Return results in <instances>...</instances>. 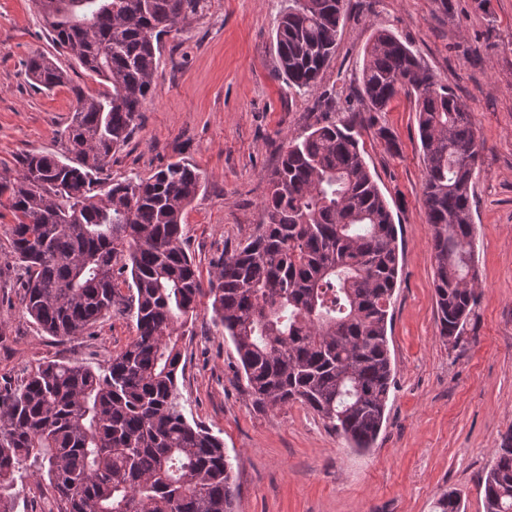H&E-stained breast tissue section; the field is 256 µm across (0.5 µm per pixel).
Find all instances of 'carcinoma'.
<instances>
[{
    "mask_svg": "<svg viewBox=\"0 0 512 512\" xmlns=\"http://www.w3.org/2000/svg\"><path fill=\"white\" fill-rule=\"evenodd\" d=\"M290 2L277 27L279 71L288 88L306 92L335 51L346 0ZM201 3L34 0L53 42L109 90L75 89L66 130L73 157L28 153L21 170L0 176V208L14 217L12 257L28 275L25 312L68 339L124 304L134 309L136 336L96 370L48 362L18 386L0 385V512H12L14 473L27 461L33 478L48 480L58 512H234L224 440L191 425L179 403L180 342L204 296L255 406L299 402L359 450L382 428L397 230L347 121L324 119L288 140L269 176L265 222L213 263L206 289L182 246L200 172L175 161L145 178L100 177L155 96L161 37ZM27 69L39 89L66 80L45 56ZM360 83L371 112L386 110L402 88L416 94L440 336L462 347L481 298L472 113L387 31L366 48ZM484 507L512 512V432L484 479Z\"/></svg>",
    "mask_w": 512,
    "mask_h": 512,
    "instance_id": "1",
    "label": "carcinoma"
}]
</instances>
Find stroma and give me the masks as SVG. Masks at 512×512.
Returning a JSON list of instances; mask_svg holds the SVG:
<instances>
[{
    "mask_svg": "<svg viewBox=\"0 0 512 512\" xmlns=\"http://www.w3.org/2000/svg\"><path fill=\"white\" fill-rule=\"evenodd\" d=\"M287 6L205 0L164 36L157 93L105 175L146 177L178 160L195 166L202 183L184 214L182 245L208 275L263 223L268 177L288 138L308 131L335 96L337 115L355 121L398 231L385 421L373 446L359 451L305 405L253 406L206 298L181 341L182 411L234 457L235 512H437L451 491L460 492L462 512H484L486 473L512 430V0H348L335 52L305 93L289 89L279 72L275 31ZM382 29L469 107L481 143L472 196L482 296L461 351L439 335L416 95L401 90L386 111L372 112L357 92L365 48ZM36 54L52 58L66 82L34 87L25 63ZM78 87L89 95L106 89L56 48L33 0H0V174H15L27 153L66 155ZM12 222L0 213V383L18 384L48 362L94 369L123 350L136 335L126 311L63 342L33 323L24 309L26 274L11 255Z\"/></svg>",
    "mask_w": 512,
    "mask_h": 512,
    "instance_id": "obj_1",
    "label": "stroma"
}]
</instances>
